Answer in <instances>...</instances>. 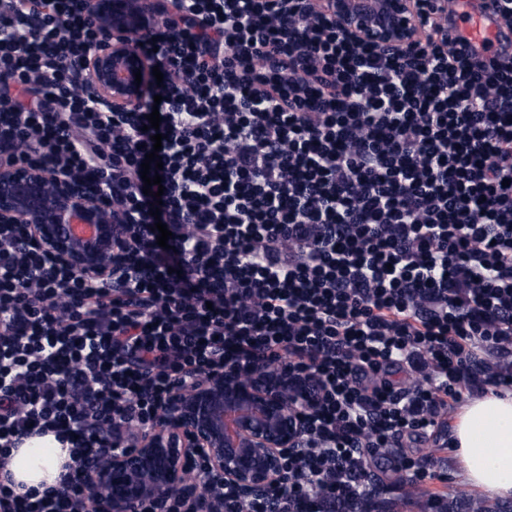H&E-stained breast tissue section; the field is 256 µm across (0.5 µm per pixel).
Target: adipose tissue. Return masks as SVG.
I'll return each instance as SVG.
<instances>
[{"mask_svg":"<svg viewBox=\"0 0 512 512\" xmlns=\"http://www.w3.org/2000/svg\"><path fill=\"white\" fill-rule=\"evenodd\" d=\"M464 480L488 499L512 498V391L491 390L458 410L449 442ZM68 452L54 436L27 440L7 465L22 488L54 485Z\"/></svg>","mask_w":512,"mask_h":512,"instance_id":"obj_1","label":"adipose tissue"}]
</instances>
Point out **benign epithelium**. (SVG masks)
I'll list each match as a JSON object with an SVG mask.
<instances>
[{"label":"benign epithelium","instance_id":"1","mask_svg":"<svg viewBox=\"0 0 512 512\" xmlns=\"http://www.w3.org/2000/svg\"><path fill=\"white\" fill-rule=\"evenodd\" d=\"M328 22L348 39L405 53L418 38L415 0H318ZM173 15V0H89L98 38L76 62L81 86L93 99L120 112H136L152 85L151 64L135 43L152 38ZM141 72L136 83L135 72ZM0 224H27L25 251L38 244L80 276L120 287L112 272V246L125 237L121 213H103L91 203L88 184L41 168L0 163ZM76 224L93 228L89 236ZM309 381L257 362L244 375L220 370L176 385L137 448L86 461L90 498L86 512H138L163 506L188 486L201 490L203 510L215 512V493L230 484L259 497L283 479V457L301 437L300 409L316 402ZM190 458L206 466L204 480L188 471Z\"/></svg>","mask_w":512,"mask_h":512}]
</instances>
